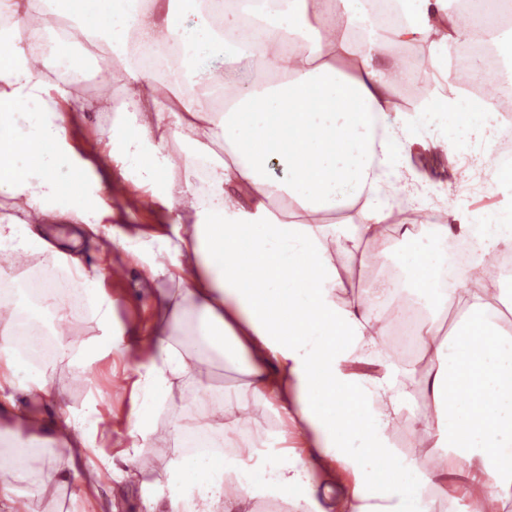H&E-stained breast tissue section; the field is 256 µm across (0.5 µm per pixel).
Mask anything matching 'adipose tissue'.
<instances>
[{
	"label": "adipose tissue",
	"mask_w": 512,
	"mask_h": 512,
	"mask_svg": "<svg viewBox=\"0 0 512 512\" xmlns=\"http://www.w3.org/2000/svg\"><path fill=\"white\" fill-rule=\"evenodd\" d=\"M0 0V196L21 199L41 222L95 227L112 216L116 181L133 183L191 238L156 237L131 252L160 291L157 317L138 346L116 322L102 276L46 243L28 222L0 217V255L39 253L21 280L0 272V392L54 393L58 364L86 370L112 354L135 359L137 402L125 457L138 468L159 420L172 457L143 492L144 512H436L447 503L441 464L512 502V343L486 320L512 280V6L486 0ZM68 21V38L44 40ZM427 45L435 69L456 63L442 90L396 102L410 79L388 44ZM111 53L122 76L88 100L61 64L97 66ZM245 61L248 82L225 75ZM211 81L201 94L198 80ZM495 86L482 97L477 87ZM109 112L128 136L113 140L111 175L67 136L76 114ZM183 147L179 187L170 144ZM454 161L450 184L416 172L413 147ZM287 171L269 175L271 160ZM497 197L490 211L470 197ZM346 211L338 221L326 215ZM391 238L376 255L362 243ZM396 264L394 284L350 292L354 273ZM456 312L457 341L440 311ZM71 317L97 325L86 342L52 335ZM244 377L206 392L199 365L213 355ZM493 400L477 399V391ZM264 412L248 423L250 408ZM418 435L415 461L397 460L392 421ZM79 445L66 459L34 436L10 466L41 486L83 483L97 468L94 406L75 415ZM47 468H35L40 457ZM341 481L331 506L318 479Z\"/></svg>",
	"instance_id": "obj_1"
}]
</instances>
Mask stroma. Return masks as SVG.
Here are the masks:
<instances>
[{
    "instance_id": "stroma-1",
    "label": "stroma",
    "mask_w": 512,
    "mask_h": 512,
    "mask_svg": "<svg viewBox=\"0 0 512 512\" xmlns=\"http://www.w3.org/2000/svg\"><path fill=\"white\" fill-rule=\"evenodd\" d=\"M113 134L112 115L108 112L85 113L80 123L69 130L70 139L79 152L93 153L94 170L102 176L108 175L112 168L107 141ZM111 207L121 212V220H105L94 232L82 224H37L33 230L76 257L88 270L102 272L116 321L145 333L156 317L151 290L156 285L167 287L168 282L163 277L152 278L146 264L131 259L113 243L112 233L117 230L146 243L153 235L171 233L172 227L160 223L157 212L150 207L129 211L124 201L117 198L112 200ZM134 370V362L115 363L109 359L86 371L61 364L54 373L53 399L34 403L29 397L16 394V402L27 408L35 423L46 426L79 413L90 398L99 401L102 422L96 439L95 462L101 477L88 483L79 498H72L67 489L60 492L62 512H143L144 487L154 480L171 457L173 443L166 424L162 423L147 447L138 451L137 479L122 477L111 468L113 458L131 445L128 422L132 403L124 383Z\"/></svg>"
}]
</instances>
